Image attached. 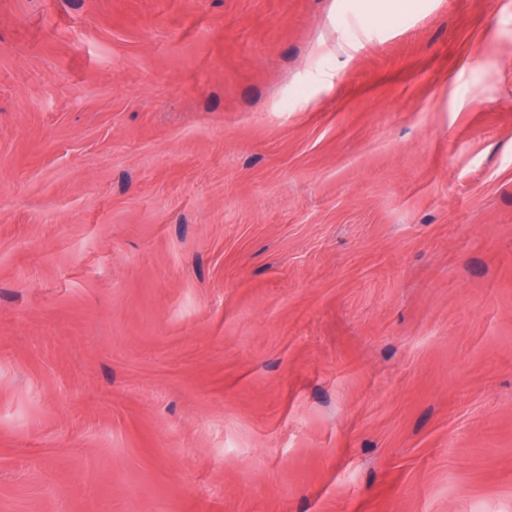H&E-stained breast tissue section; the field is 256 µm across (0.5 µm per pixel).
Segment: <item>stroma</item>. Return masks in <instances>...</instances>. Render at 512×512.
I'll return each mask as SVG.
<instances>
[{
  "instance_id": "1",
  "label": "stroma",
  "mask_w": 512,
  "mask_h": 512,
  "mask_svg": "<svg viewBox=\"0 0 512 512\" xmlns=\"http://www.w3.org/2000/svg\"><path fill=\"white\" fill-rule=\"evenodd\" d=\"M0 512H512V0H0Z\"/></svg>"
}]
</instances>
